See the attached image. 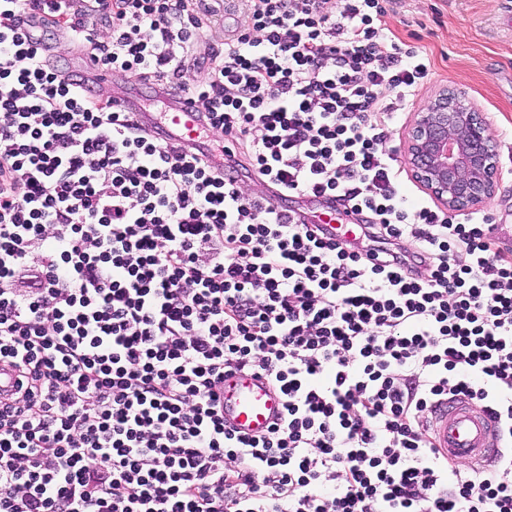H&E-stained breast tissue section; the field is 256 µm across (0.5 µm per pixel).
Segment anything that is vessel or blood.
<instances>
[{
    "label": "vessel or blood",
    "instance_id": "vessel-or-blood-1",
    "mask_svg": "<svg viewBox=\"0 0 512 512\" xmlns=\"http://www.w3.org/2000/svg\"><path fill=\"white\" fill-rule=\"evenodd\" d=\"M114 105L124 112L138 113L146 128H160L175 142L196 141L207 147L209 133L199 128L189 94L168 100L163 112L142 108L137 91L128 83H120L113 97ZM283 399L265 379L239 372L224 382V419L241 434L264 433L281 415ZM434 441L449 458L472 463L487 459L493 452L489 418L464 401L438 411L434 419Z\"/></svg>",
    "mask_w": 512,
    "mask_h": 512
}]
</instances>
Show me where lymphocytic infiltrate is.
I'll list each match as a JSON object with an SVG mask.
<instances>
[{
  "instance_id": "1",
  "label": "lymphocytic infiltrate",
  "mask_w": 512,
  "mask_h": 512,
  "mask_svg": "<svg viewBox=\"0 0 512 512\" xmlns=\"http://www.w3.org/2000/svg\"><path fill=\"white\" fill-rule=\"evenodd\" d=\"M202 2L0 0V512H512V253L387 144L428 59L387 0H242L217 42ZM60 38L193 95L221 150L113 111ZM239 372L283 396L263 435L224 421ZM454 400L492 462L435 447Z\"/></svg>"
}]
</instances>
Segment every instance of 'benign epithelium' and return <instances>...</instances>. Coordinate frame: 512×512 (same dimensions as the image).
<instances>
[{"label": "benign epithelium", "instance_id": "1", "mask_svg": "<svg viewBox=\"0 0 512 512\" xmlns=\"http://www.w3.org/2000/svg\"><path fill=\"white\" fill-rule=\"evenodd\" d=\"M404 156L415 180L450 211L479 208L498 189L500 165L489 121L455 86L441 88L417 113Z\"/></svg>", "mask_w": 512, "mask_h": 512}]
</instances>
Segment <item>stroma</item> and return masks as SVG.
<instances>
[{
  "instance_id": "stroma-1",
  "label": "stroma",
  "mask_w": 512,
  "mask_h": 512,
  "mask_svg": "<svg viewBox=\"0 0 512 512\" xmlns=\"http://www.w3.org/2000/svg\"><path fill=\"white\" fill-rule=\"evenodd\" d=\"M388 8L392 30L431 61L430 79L402 114L392 145H403L417 110L440 87L466 91L492 122L501 183L484 211L501 249L512 251V0H390Z\"/></svg>"
}]
</instances>
